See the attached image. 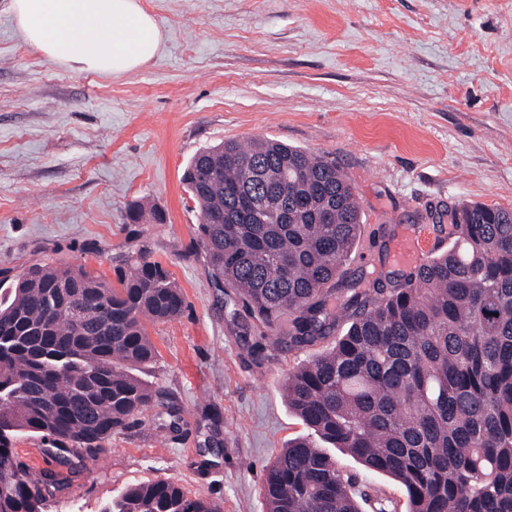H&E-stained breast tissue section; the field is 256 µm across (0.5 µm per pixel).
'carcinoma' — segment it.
<instances>
[{
	"label": "carcinoma",
	"mask_w": 512,
	"mask_h": 512,
	"mask_svg": "<svg viewBox=\"0 0 512 512\" xmlns=\"http://www.w3.org/2000/svg\"><path fill=\"white\" fill-rule=\"evenodd\" d=\"M186 190L215 285L235 289L264 338L336 344L288 371L307 433L261 479L266 512H399L331 453L396 481L406 512H512V211L462 201L451 245L383 288L336 278L357 246L355 186L326 155L272 139L200 151ZM113 286L84 267L37 265L0 288V512H41L43 486L12 441L36 435L82 456L156 402L133 370L157 357L148 326L184 294L146 253ZM59 284L76 297L55 294ZM102 512H223L166 480L126 487Z\"/></svg>",
	"instance_id": "carcinoma-1"
}]
</instances>
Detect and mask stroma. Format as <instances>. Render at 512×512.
Instances as JSON below:
<instances>
[{
	"label": "stroma",
	"mask_w": 512,
	"mask_h": 512,
	"mask_svg": "<svg viewBox=\"0 0 512 512\" xmlns=\"http://www.w3.org/2000/svg\"><path fill=\"white\" fill-rule=\"evenodd\" d=\"M159 53L120 76L49 61L0 0V272L82 266L108 282L137 253L188 303L149 328L160 396L97 455L19 437L43 512H102L127 486L172 480L224 512H266L262 470L303 433L283 380L333 338L265 348L233 289L212 284L182 182L200 150L268 138L335 158L362 205L347 280L408 271L394 239H447L461 201L512 210V0H142ZM165 223L134 224L131 208Z\"/></svg>",
	"instance_id": "1"
}]
</instances>
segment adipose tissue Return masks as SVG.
I'll return each mask as SVG.
<instances>
[{
    "label": "adipose tissue",
    "instance_id": "ef3b65f1",
    "mask_svg": "<svg viewBox=\"0 0 512 512\" xmlns=\"http://www.w3.org/2000/svg\"><path fill=\"white\" fill-rule=\"evenodd\" d=\"M25 40L55 63L119 75L157 54L163 33L140 0H12Z\"/></svg>",
    "mask_w": 512,
    "mask_h": 512
}]
</instances>
